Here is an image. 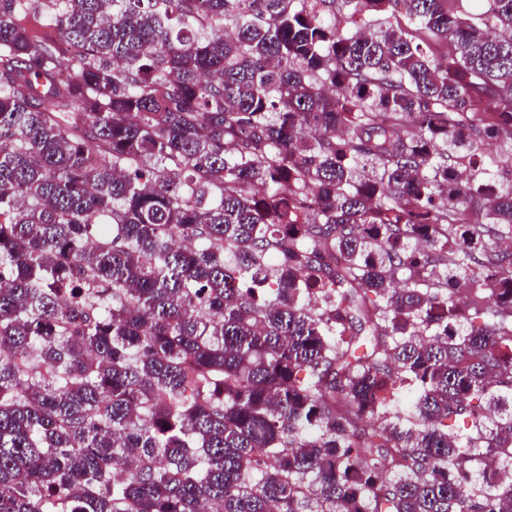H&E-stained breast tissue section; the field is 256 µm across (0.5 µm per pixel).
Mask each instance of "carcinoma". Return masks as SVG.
I'll return each instance as SVG.
<instances>
[{"label":"carcinoma","mask_w":512,"mask_h":512,"mask_svg":"<svg viewBox=\"0 0 512 512\" xmlns=\"http://www.w3.org/2000/svg\"><path fill=\"white\" fill-rule=\"evenodd\" d=\"M343 2L0 0V512H512V0Z\"/></svg>","instance_id":"carcinoma-1"}]
</instances>
